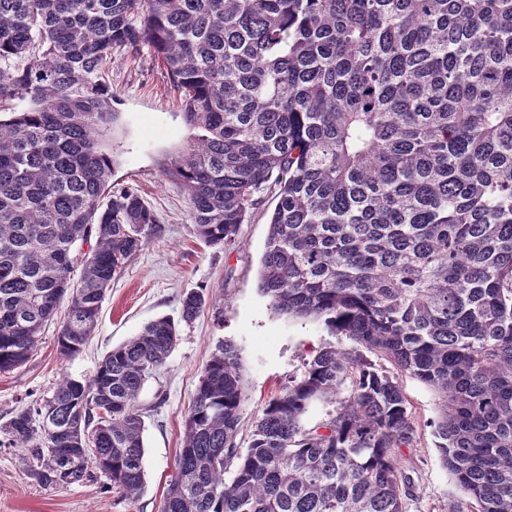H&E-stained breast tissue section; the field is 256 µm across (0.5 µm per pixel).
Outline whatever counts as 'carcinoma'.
Returning <instances> with one entry per match:
<instances>
[{
	"label": "carcinoma",
	"instance_id": "cac0c4a2",
	"mask_svg": "<svg viewBox=\"0 0 512 512\" xmlns=\"http://www.w3.org/2000/svg\"><path fill=\"white\" fill-rule=\"evenodd\" d=\"M144 45L195 131L167 175L197 237L231 247L275 193L258 289L352 343L314 351L244 454L238 350L216 345L161 512H406L400 373L438 396L453 512H512V0H0V104L31 103L0 120L1 373L64 302L58 351L76 357L159 224L112 187L101 144L117 119L101 72ZM206 306L186 293L180 321L147 323L0 425L39 486L97 471L141 492L138 396ZM318 401L333 409L310 427Z\"/></svg>",
	"mask_w": 512,
	"mask_h": 512
}]
</instances>
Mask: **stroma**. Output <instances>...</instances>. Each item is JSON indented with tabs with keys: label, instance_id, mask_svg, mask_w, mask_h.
<instances>
[{
	"label": "stroma",
	"instance_id": "obj_1",
	"mask_svg": "<svg viewBox=\"0 0 512 512\" xmlns=\"http://www.w3.org/2000/svg\"><path fill=\"white\" fill-rule=\"evenodd\" d=\"M103 80L118 114L113 132L103 141L104 149L116 157L112 182L137 189L159 224L113 280L96 331L80 355L61 359L53 323L26 363L0 373V422L28 400L50 396L63 375L91 378L103 357L146 323L178 317L184 293L205 290L210 304L193 323L180 324L166 364L138 397L145 483L137 498L107 489L101 475L83 484L41 488L28 474L26 452L5 442L0 444V512H159L175 473L201 370L218 342H231L239 350L247 395L242 426L247 429L288 377L301 373L308 355L333 339L323 321L275 314L257 287L268 218L277 203L274 194H263L249 213L235 250L209 247L197 239L183 189L164 174L170 160L188 147L193 131L152 49L116 56ZM399 383L416 427V442L401 457L415 483L407 512H450L460 492L435 448L437 395L409 375L400 376Z\"/></svg>",
	"mask_w": 512,
	"mask_h": 512
}]
</instances>
